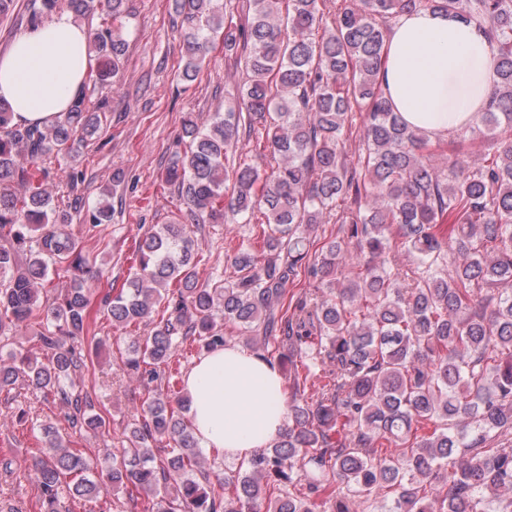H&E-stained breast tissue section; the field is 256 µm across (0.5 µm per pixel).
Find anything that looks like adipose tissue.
<instances>
[{
	"instance_id": "adipose-tissue-1",
	"label": "adipose tissue",
	"mask_w": 512,
	"mask_h": 512,
	"mask_svg": "<svg viewBox=\"0 0 512 512\" xmlns=\"http://www.w3.org/2000/svg\"><path fill=\"white\" fill-rule=\"evenodd\" d=\"M87 42V28L68 13L14 38L0 55V99L14 122L47 124L65 111L89 67ZM380 80L394 111L432 136L472 125L497 86L484 34L429 10L400 14ZM284 386L277 364L236 344L204 354L184 379L196 437L238 461L270 447L288 425Z\"/></svg>"
}]
</instances>
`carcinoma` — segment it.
Returning a JSON list of instances; mask_svg holds the SVG:
<instances>
[{
  "instance_id": "1",
  "label": "carcinoma",
  "mask_w": 512,
  "mask_h": 512,
  "mask_svg": "<svg viewBox=\"0 0 512 512\" xmlns=\"http://www.w3.org/2000/svg\"><path fill=\"white\" fill-rule=\"evenodd\" d=\"M127 2L31 0L33 22L99 17L87 44L96 64L48 125L13 123L0 101V277L10 275L0 337L38 325L50 353L46 364L22 351L0 361V392L27 385L58 401L73 428L109 436L77 383L87 363L75 340L96 300L129 335L123 370L145 390L118 455L105 443L90 462L42 426L45 512L111 491L147 499L141 512H353L355 499L387 501L385 512H512V0H240L229 12L219 0H171L182 79H197L220 34L246 79L235 104L184 120L183 154L161 173L189 223L150 227L135 240L133 272L97 291L89 282L109 271L82 254L47 179L67 162L79 200L74 145L98 133L117 90ZM404 10L460 14L489 40L495 96L455 136L481 129L498 144L492 157L438 167L441 143L393 112L380 70ZM111 221L101 205L84 228ZM206 223L257 228L225 256L234 275L202 283L192 233ZM322 224L340 235L317 241ZM399 250L413 267L392 264ZM302 276L312 287L293 290ZM61 278L60 294L41 295ZM142 325L147 334H130ZM230 326L290 370L291 391L284 433L224 474L220 494L172 406V364L187 344L224 347ZM386 443L401 455L383 453Z\"/></svg>"
}]
</instances>
